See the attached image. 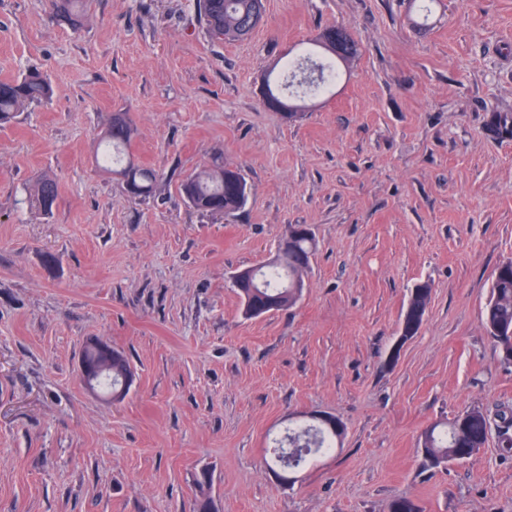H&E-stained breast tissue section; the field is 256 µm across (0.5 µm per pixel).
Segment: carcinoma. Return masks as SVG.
I'll list each match as a JSON object with an SVG mask.
<instances>
[{
  "label": "carcinoma",
  "mask_w": 512,
  "mask_h": 512,
  "mask_svg": "<svg viewBox=\"0 0 512 512\" xmlns=\"http://www.w3.org/2000/svg\"><path fill=\"white\" fill-rule=\"evenodd\" d=\"M57 16L75 26L79 23L80 12L76 0H53ZM200 17L211 38L222 41L238 40L253 28L254 12H264L263 0H198ZM317 46L326 52L323 60L313 61L306 57L301 61L285 60L283 68L288 73V86H296L314 96L326 93L336 84L339 72L336 64L353 56L356 43L351 34L341 26H329L316 40ZM52 89L43 74L30 70L18 79L0 81V125L11 121L15 114L48 99ZM131 126L122 115L112 116L104 134V148L100 155L101 166L110 172H119L125 182L135 188L133 198L150 196L157 181L154 169L131 163L128 147ZM244 180L240 170L214 162L189 175L181 183V193L194 209L205 214H233L244 207L246 200L238 193V184ZM58 198V186L51 177L43 178L29 195L33 206L44 213L52 211ZM315 249V239L311 229L297 224L288 239V249L276 264L257 270L254 287L247 289L253 307L284 311L298 301L292 284L303 278L311 266ZM507 272L495 274L490 297L482 314V322L487 335L493 341L500 363L512 366V261L505 263ZM431 290L420 284L410 292L407 307L400 326L404 327L405 337L415 336L426 316ZM130 371L127 358L115 352L112 372L105 373L99 380V388L119 393L126 373ZM498 426L502 447L512 450V413L500 415ZM288 431L284 439L277 443L268 461L269 468L282 466L286 449L298 451L296 465L308 462V457L326 452L336 447V435L329 427L314 421L304 422ZM490 432V423L480 408H471L454 417L445 425H431L421 436L422 466L425 469L445 468L452 462L462 463L476 456L485 447ZM388 512H423L420 504L409 497L393 499Z\"/></svg>",
  "instance_id": "obj_1"
}]
</instances>
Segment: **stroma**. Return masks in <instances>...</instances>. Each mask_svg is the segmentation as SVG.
Segmentation results:
<instances>
[{"mask_svg":"<svg viewBox=\"0 0 512 512\" xmlns=\"http://www.w3.org/2000/svg\"><path fill=\"white\" fill-rule=\"evenodd\" d=\"M264 0L240 41L206 33L197 0H85L79 28L49 0H0V80L39 69L54 95L0 126V512H512V452L490 434L425 471L420 437L477 407L512 410V369L481 324L512 260V0ZM357 43L332 95L296 119L264 78L324 28ZM127 114L131 198L99 169ZM239 168L244 208L204 214L179 192L213 160ZM58 185L52 212L27 196ZM316 251L294 307L242 313L231 277L275 254L289 225ZM418 334L387 355L414 285ZM129 360L118 401L81 379L85 348ZM300 412L345 427L294 485L266 459ZM208 476L198 487L200 476ZM131 138V126L122 115H112V122L104 134V148L100 155L101 166L110 172H120L124 177L125 190L135 199L149 197L157 181V173L153 168L129 163L132 158L129 155V143ZM129 163V164H128ZM128 164V165H127ZM128 182H132L136 189L134 195L127 189Z\"/></svg>","mask_w":512,"mask_h":512,"instance_id":"1","label":"stroma"}]
</instances>
